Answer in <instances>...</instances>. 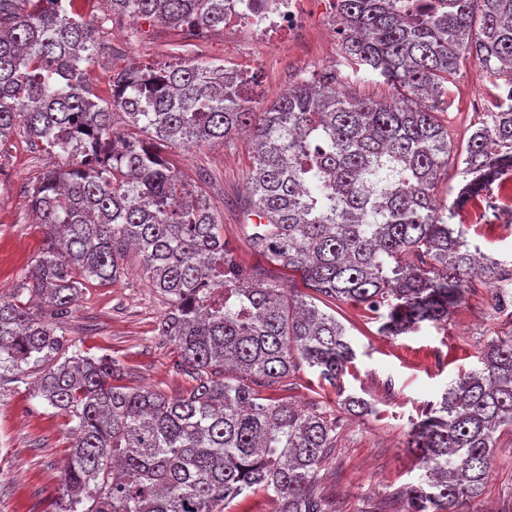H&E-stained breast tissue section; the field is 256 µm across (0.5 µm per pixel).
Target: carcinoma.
I'll return each instance as SVG.
<instances>
[{"instance_id": "cac0c4a2", "label": "carcinoma", "mask_w": 512, "mask_h": 512, "mask_svg": "<svg viewBox=\"0 0 512 512\" xmlns=\"http://www.w3.org/2000/svg\"><path fill=\"white\" fill-rule=\"evenodd\" d=\"M73 2L0 0V145L20 128L71 159L28 190L47 246L0 298V384L22 383L76 422L53 512H224L255 489L280 512H324L314 484L336 426L262 388L288 385L298 359L340 383L354 350L318 301L366 307L384 336L448 319L477 276L501 309L512 264L471 251L437 206L454 151L438 107L471 56L512 86V0H447L413 14L405 0H336L342 53L378 73L391 101L346 94L325 70L262 112L240 80L206 62L122 69L110 97L93 93L83 64L101 50L100 29ZM111 8L224 31V0ZM115 109L140 136H111ZM491 118L468 138L458 208L512 174V93ZM242 127L255 142L249 245L301 273L308 301L242 268L203 189L163 154L229 147ZM130 246L167 305L155 332L190 383L176 398L117 384L119 360L84 355L68 337L86 285L116 281ZM481 363L412 429L423 474L404 490L408 512H463L483 493L498 432L512 429V335L488 342Z\"/></svg>"}]
</instances>
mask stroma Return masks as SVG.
I'll return each mask as SVG.
<instances>
[{
	"label": "stroma",
	"mask_w": 512,
	"mask_h": 512,
	"mask_svg": "<svg viewBox=\"0 0 512 512\" xmlns=\"http://www.w3.org/2000/svg\"><path fill=\"white\" fill-rule=\"evenodd\" d=\"M101 43L86 76L93 91L103 97L108 94V76L116 69L198 60L244 64L255 57L260 60L259 91L252 107L258 112L270 105L280 87L294 84L299 74L324 69L336 71L342 88L350 93L375 100L392 95L381 77L344 58L339 38L325 36L318 27L307 30L302 39H285L261 53L249 48L228 55L223 51V34L191 43L181 31L150 19L139 20L127 41L113 38L111 26L104 24ZM505 91L504 80L486 73L476 59L463 63L448 86V108L440 115L455 147H465L471 133L489 121ZM167 157L180 177L205 176L203 188L236 259L247 267L266 269L263 257L248 243L250 138L239 135L229 148L216 142L171 150ZM67 163V158L47 155L19 131L0 148V297L12 293L44 246L43 230L29 207L28 189L45 170ZM497 212L494 223L460 211L452 222L481 253L511 259L512 199L498 200ZM122 266L116 282L88 286L69 316V336L87 354L109 355L123 363L124 385L178 396L188 382L174 369L171 347L155 334L166 305L150 288L138 254L127 253ZM332 312L355 351L341 389L324 384L301 363L292 386L275 387L268 394L324 412L336 423V446L320 464L315 483L326 512H404L399 493L421 474L405 447L413 423L423 419L428 406L439 402L459 375L479 369L481 350L512 326V318L490 308L489 294L480 285L447 322L425 324L394 338L378 334V323L365 307L340 302ZM345 394L373 402L374 414L346 411L340 404ZM69 436L66 419L32 399L25 387L0 385V512H47L61 483ZM464 512H512V430L501 432L483 493Z\"/></svg>",
	"instance_id": "35a3bbf8"
}]
</instances>
